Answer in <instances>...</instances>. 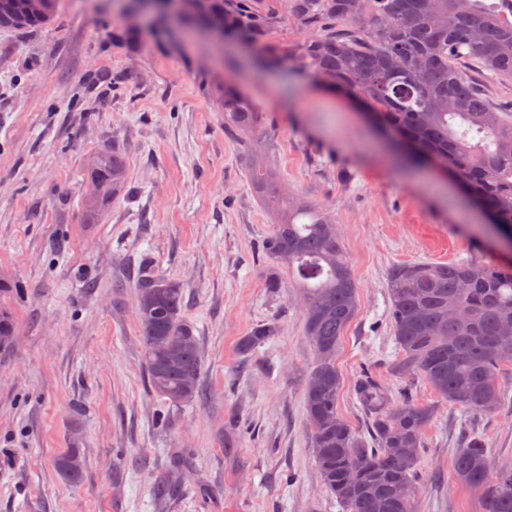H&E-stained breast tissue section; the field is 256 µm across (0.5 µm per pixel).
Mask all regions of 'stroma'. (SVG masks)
Masks as SVG:
<instances>
[{"instance_id": "obj_1", "label": "stroma", "mask_w": 512, "mask_h": 512, "mask_svg": "<svg viewBox=\"0 0 512 512\" xmlns=\"http://www.w3.org/2000/svg\"><path fill=\"white\" fill-rule=\"evenodd\" d=\"M258 38L215 51L197 28L136 19L121 0H61L50 29L0 31V296L16 331L0 347V512H341L315 466L304 386L314 349L300 290L265 284L271 215L248 178L261 162L291 197L330 211L358 284L336 350L337 408L360 434L362 372L385 386L398 356L387 274L399 264L511 259L485 216L429 166L397 162V146L358 102L282 60L271 47L304 35L286 0H248ZM234 82L261 114L263 154L224 128L215 86ZM112 147L133 192L105 223L80 224V169ZM154 271L181 285L202 355V392L180 406L145 384L137 281ZM96 280L83 287L82 276ZM278 321V336L244 355L242 336ZM502 404L472 414L422 379L432 406L419 458L421 512H480L452 461L479 437L512 464V361ZM83 479L54 468L70 447ZM183 486L158 500L163 472Z\"/></svg>"}]
</instances>
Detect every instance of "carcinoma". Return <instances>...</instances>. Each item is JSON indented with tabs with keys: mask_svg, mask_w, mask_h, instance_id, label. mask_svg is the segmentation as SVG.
Segmentation results:
<instances>
[{
	"mask_svg": "<svg viewBox=\"0 0 512 512\" xmlns=\"http://www.w3.org/2000/svg\"><path fill=\"white\" fill-rule=\"evenodd\" d=\"M186 13L224 34L252 38L262 22L244 4L192 0ZM57 0H0V29L48 27ZM183 6L177 0H126V15ZM291 14L309 31L268 57L282 56L370 110L377 123L408 139L411 164L435 162L494 221L492 231L512 248V112L491 103L466 66L512 80V6L485 0H291ZM339 21L342 30L323 27ZM224 128L252 134L259 114L252 100L219 88ZM253 189L272 215L273 229L261 250L268 261L266 287H280L278 265L295 274L304 293V331L315 351L304 388L314 460L324 487L342 512H419L416 495L423 433L433 410L412 394L414 377L443 399L479 414L501 405L499 373L512 350V267L494 263L414 262L393 267L387 278L389 324L399 350L393 391L363 374L356 384L362 406L373 415L372 442L340 415L341 377L336 368L340 336L356 313L358 284L346 263L329 212L288 196L257 163ZM81 223L101 224L112 202L131 192L127 159L99 148L82 166ZM185 289L160 274L138 286L136 313L144 345L147 384L176 406L192 400L202 358L194 327L184 317ZM279 333L275 320L239 340L250 354ZM59 475L77 482L81 449L55 462ZM467 486L479 484L481 512H512V469L492 464L489 449L473 438L453 461ZM411 494L404 496L403 487Z\"/></svg>",
	"mask_w": 512,
	"mask_h": 512,
	"instance_id": "carcinoma-1",
	"label": "carcinoma"
}]
</instances>
